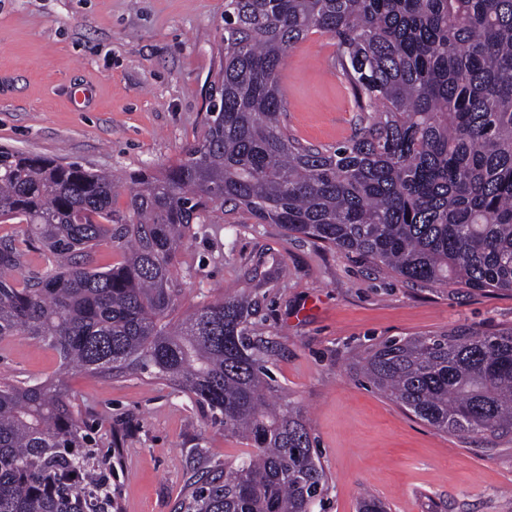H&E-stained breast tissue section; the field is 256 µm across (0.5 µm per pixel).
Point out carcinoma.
Here are the masks:
<instances>
[{
	"label": "carcinoma",
	"mask_w": 512,
	"mask_h": 512,
	"mask_svg": "<svg viewBox=\"0 0 512 512\" xmlns=\"http://www.w3.org/2000/svg\"><path fill=\"white\" fill-rule=\"evenodd\" d=\"M355 121L335 147L285 125L280 71L311 32ZM200 133L156 171L112 175L0 148V342L23 333L59 371L147 374L254 448L200 476L180 512H314L328 482L302 411L267 367L251 283L175 320L177 256L226 215L365 257L406 283L512 293V0H224V62ZM40 244L46 267L23 271ZM122 260L91 267L96 249ZM359 375L442 433L512 434V332L410 336ZM91 427L52 378L0 380V512H117Z\"/></svg>",
	"instance_id": "1"
}]
</instances>
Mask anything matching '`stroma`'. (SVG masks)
<instances>
[{
  "mask_svg": "<svg viewBox=\"0 0 512 512\" xmlns=\"http://www.w3.org/2000/svg\"><path fill=\"white\" fill-rule=\"evenodd\" d=\"M224 0H0V147L105 170L122 184L177 157L199 134L224 58ZM328 36L309 35L283 66L285 123L330 147L354 121L349 88L330 70ZM264 256L271 282L259 329L274 338L270 374L300 408L329 482L325 512L363 496L390 512H512V435L443 434L357 376L351 357L390 339L479 328L512 332V295L416 286L275 224L225 217L178 256L176 315L242 287ZM52 349L0 343V378L52 376ZM119 512H179L204 466L249 453L193 398L145 375H63Z\"/></svg>",
  "mask_w": 512,
  "mask_h": 512,
  "instance_id": "1",
  "label": "stroma"
}]
</instances>
